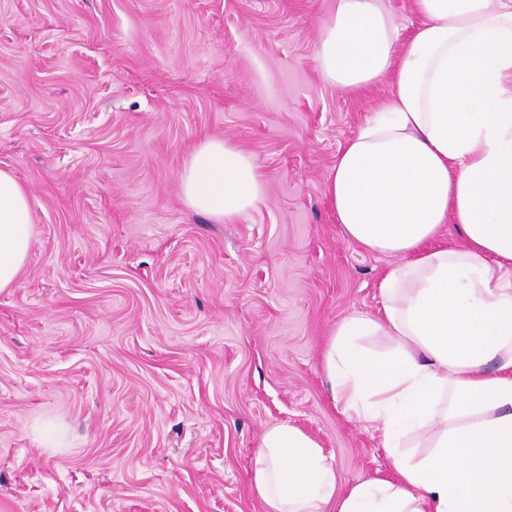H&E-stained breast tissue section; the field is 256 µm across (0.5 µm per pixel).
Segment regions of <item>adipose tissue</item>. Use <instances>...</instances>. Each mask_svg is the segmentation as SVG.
<instances>
[{
	"instance_id": "1",
	"label": "adipose tissue",
	"mask_w": 512,
	"mask_h": 512,
	"mask_svg": "<svg viewBox=\"0 0 512 512\" xmlns=\"http://www.w3.org/2000/svg\"><path fill=\"white\" fill-rule=\"evenodd\" d=\"M407 45L381 0H336L318 66L329 84L393 90L341 150L326 194L347 239L400 255L378 283L382 314L342 321L324 359L332 398L373 431L394 477L336 493L312 436L281 423L251 461L265 512H512V0H414ZM187 207L227 224L257 208L253 157L205 138L184 158ZM456 224L458 249L437 246ZM25 187L0 169V291L33 240ZM389 336L378 356L358 337ZM428 438L411 462L407 436Z\"/></svg>"
}]
</instances>
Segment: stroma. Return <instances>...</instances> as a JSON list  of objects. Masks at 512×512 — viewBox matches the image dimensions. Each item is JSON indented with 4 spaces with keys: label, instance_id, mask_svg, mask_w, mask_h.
I'll use <instances>...</instances> for the list:
<instances>
[{
    "label": "stroma",
    "instance_id": "1",
    "mask_svg": "<svg viewBox=\"0 0 512 512\" xmlns=\"http://www.w3.org/2000/svg\"><path fill=\"white\" fill-rule=\"evenodd\" d=\"M336 0H0V169L34 212L0 292V512H262L250 467L287 422L338 493L389 478L332 399L336 324L381 307L398 256L338 224L326 183L389 98L327 84ZM247 150L258 207L182 201L202 138Z\"/></svg>",
    "mask_w": 512,
    "mask_h": 512
}]
</instances>
